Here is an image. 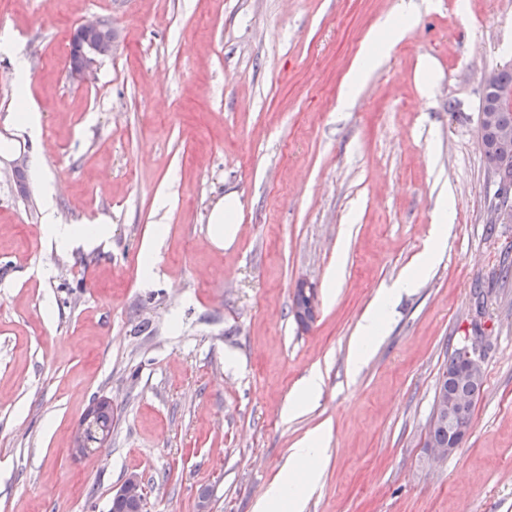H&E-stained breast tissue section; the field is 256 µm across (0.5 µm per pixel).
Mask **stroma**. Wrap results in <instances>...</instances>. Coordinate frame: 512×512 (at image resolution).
Here are the masks:
<instances>
[{
  "mask_svg": "<svg viewBox=\"0 0 512 512\" xmlns=\"http://www.w3.org/2000/svg\"><path fill=\"white\" fill-rule=\"evenodd\" d=\"M407 2L0 0V137L16 144L0 155V512H109L133 474L147 512H253L313 433L327 451L304 512H512V223L487 221L479 141L484 78L512 67V0H418L339 110L364 38ZM97 17L115 47L78 84L68 37ZM26 97L36 141L14 121ZM44 174L58 222L105 217L106 244L50 243ZM444 190L443 255L350 374L359 323L428 246ZM230 191L221 249L208 216ZM478 332L470 430L431 459L439 377ZM313 372L319 399L284 417ZM96 399L112 434L73 456ZM240 210V200L235 192H228L213 205L208 224L210 238L215 246L223 248L233 243Z\"/></svg>",
  "mask_w": 512,
  "mask_h": 512,
  "instance_id": "1",
  "label": "stroma"
}]
</instances>
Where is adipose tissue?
<instances>
[{"mask_svg": "<svg viewBox=\"0 0 512 512\" xmlns=\"http://www.w3.org/2000/svg\"><path fill=\"white\" fill-rule=\"evenodd\" d=\"M414 20L413 9H405L374 29L365 39L357 59L347 73L340 96L341 107H349L365 86L379 62L389 55L393 47L410 31ZM241 210L236 193L230 192L213 205L209 217V234L213 244L224 247L233 243L237 233V218ZM453 212L452 195H443L436 207V228L431 245L419 260L402 274L389 288L379 292L370 310L363 317L357 336V345L350 355L351 371H359L368 360L373 347L380 339L386 323L392 316L395 302L402 294L418 287L432 269L441 245L448 237V224ZM49 231L57 244L83 245L92 248L110 235L109 225L101 220L85 224H50ZM324 439L314 433L306 437L293 449L288 457L286 475L273 483L266 495L256 505V512H281L289 507L290 512H302V504L314 489L321 473L324 455Z\"/></svg>", "mask_w": 512, "mask_h": 512, "instance_id": "ef3b65f1", "label": "adipose tissue"}]
</instances>
